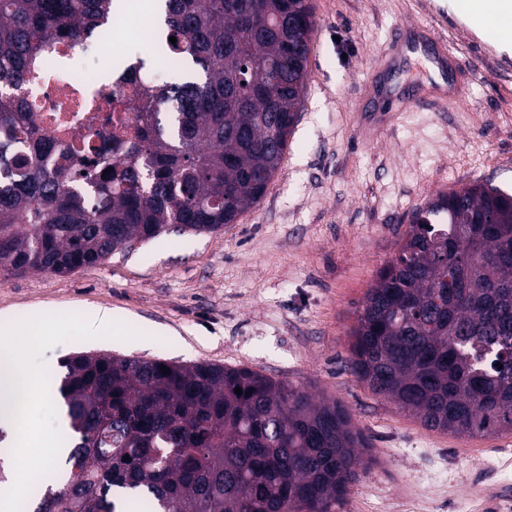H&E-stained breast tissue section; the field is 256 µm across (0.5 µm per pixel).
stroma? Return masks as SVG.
Listing matches in <instances>:
<instances>
[{
    "label": "stroma",
    "mask_w": 512,
    "mask_h": 512,
    "mask_svg": "<svg viewBox=\"0 0 512 512\" xmlns=\"http://www.w3.org/2000/svg\"><path fill=\"white\" fill-rule=\"evenodd\" d=\"M300 119L263 198L213 233L166 232L66 276L0 277V321L47 305L111 309L149 344L108 338L46 350L50 384L75 352L246 366L340 401L374 459L343 512H483L487 488L512 492V435L430 430L360 383L350 330L378 271L438 192L492 180L512 191V49L465 25L470 0H313ZM455 21L448 35L473 77L449 111L368 127L357 96L391 29Z\"/></svg>",
    "instance_id": "35a3bbf8"
}]
</instances>
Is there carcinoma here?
<instances>
[{"mask_svg":"<svg viewBox=\"0 0 512 512\" xmlns=\"http://www.w3.org/2000/svg\"><path fill=\"white\" fill-rule=\"evenodd\" d=\"M112 3L0 0V276L65 275L172 225L216 232L280 168L313 0H162L164 54L197 76L141 87L144 62L125 63L137 102L128 122L104 118L109 159L43 130L19 92L60 44L96 50ZM352 337L357 379L425 428L512 433V194L474 182L416 208ZM63 367L77 442L36 512H115L113 490L137 512H341L372 462L338 402L248 367L108 353Z\"/></svg>","mask_w":512,"mask_h":512,"instance_id":"cac0c4a2","label":"carcinoma"}]
</instances>
